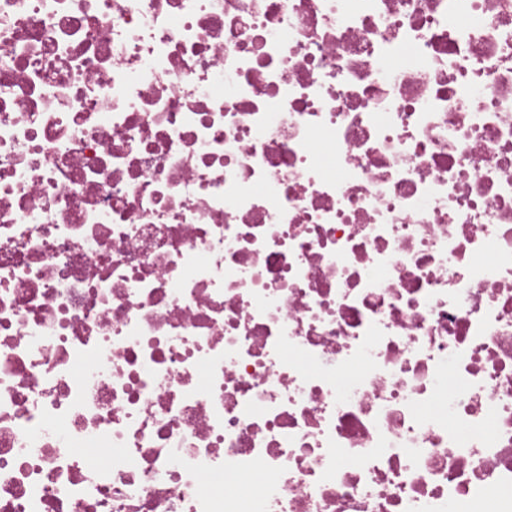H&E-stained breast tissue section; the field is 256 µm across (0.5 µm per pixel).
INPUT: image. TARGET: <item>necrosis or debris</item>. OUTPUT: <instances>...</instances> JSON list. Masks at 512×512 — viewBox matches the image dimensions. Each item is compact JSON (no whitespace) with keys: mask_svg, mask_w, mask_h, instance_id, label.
<instances>
[{"mask_svg":"<svg viewBox=\"0 0 512 512\" xmlns=\"http://www.w3.org/2000/svg\"><path fill=\"white\" fill-rule=\"evenodd\" d=\"M0 512H512V0H0Z\"/></svg>","mask_w":512,"mask_h":512,"instance_id":"4bbe7bcc","label":"necrosis or debris"}]
</instances>
